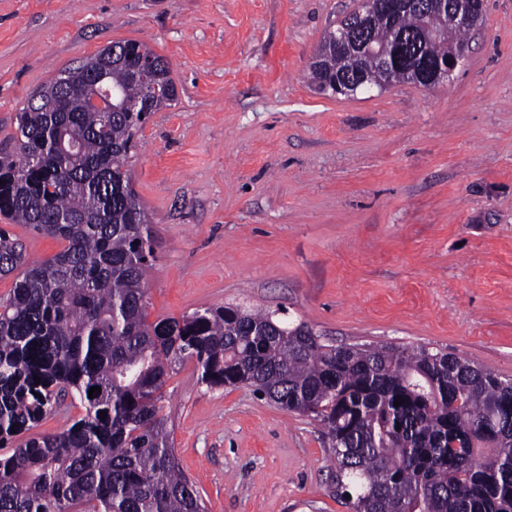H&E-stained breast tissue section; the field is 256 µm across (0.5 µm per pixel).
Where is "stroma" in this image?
Here are the masks:
<instances>
[{
    "mask_svg": "<svg viewBox=\"0 0 512 512\" xmlns=\"http://www.w3.org/2000/svg\"><path fill=\"white\" fill-rule=\"evenodd\" d=\"M355 0H0V148L65 68L124 40L172 106L127 158L155 239L149 320L240 305L326 344L445 349L512 378V0H487L431 89L317 94L308 61ZM28 260L60 241L0 217ZM161 414L207 512H349L313 418L171 372Z\"/></svg>",
    "mask_w": 512,
    "mask_h": 512,
    "instance_id": "stroma-1",
    "label": "stroma"
}]
</instances>
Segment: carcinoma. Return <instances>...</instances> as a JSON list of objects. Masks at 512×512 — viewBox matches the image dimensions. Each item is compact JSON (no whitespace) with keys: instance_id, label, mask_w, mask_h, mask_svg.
Instances as JSON below:
<instances>
[{"instance_id":"carcinoma-1","label":"carcinoma","mask_w":512,"mask_h":512,"mask_svg":"<svg viewBox=\"0 0 512 512\" xmlns=\"http://www.w3.org/2000/svg\"><path fill=\"white\" fill-rule=\"evenodd\" d=\"M363 35L380 54L310 66L315 91L410 83L419 61L465 44L436 12L375 14ZM124 44L40 88L18 114V144L0 152V215L64 242L30 262L0 229V276L17 274L0 302V445H14L0 455V512H205L160 416L169 370L189 360L203 384L244 385L318 420L350 512H512V380L495 370L442 349L324 344L305 323L240 306L148 321L155 241L126 159L177 90L126 109L145 103L140 72L173 79L163 57ZM103 60L110 112L85 93ZM68 398L85 413L23 439Z\"/></svg>"}]
</instances>
